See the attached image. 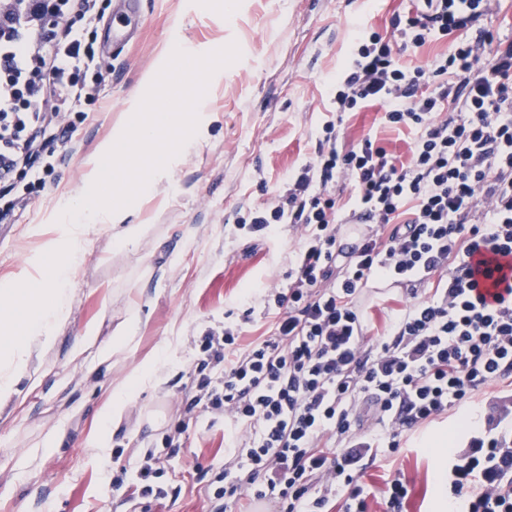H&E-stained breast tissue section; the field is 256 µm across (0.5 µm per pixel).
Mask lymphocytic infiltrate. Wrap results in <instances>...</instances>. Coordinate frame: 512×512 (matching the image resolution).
I'll return each mask as SVG.
<instances>
[{"label": "lymphocytic infiltrate", "mask_w": 512, "mask_h": 512, "mask_svg": "<svg viewBox=\"0 0 512 512\" xmlns=\"http://www.w3.org/2000/svg\"><path fill=\"white\" fill-rule=\"evenodd\" d=\"M495 0H424L394 16L391 37L359 28L337 72L336 119L283 194L238 222L270 234L300 230L288 285L264 288L275 314L267 335L239 347L234 323L198 340L194 406L224 418V466L206 490L209 512L242 501L275 512H406L401 474L381 488L361 477L396 453L404 433L512 378V42L486 21ZM78 15L46 44H20L29 13L0 12V186L25 210L52 165L41 138H71L60 120L83 113L88 78L102 64L88 38L97 0H48ZM449 40L426 64L404 52ZM377 105L382 125L412 131L400 162L375 135L339 142L338 116ZM28 181L16 186L17 170ZM351 186L347 202L338 183ZM362 230L345 244L343 225ZM348 250L347 266L336 254ZM399 279L410 300L371 334L361 296L373 280ZM468 447L448 457V512H512V406L472 425Z\"/></svg>", "instance_id": "f902f5d3"}]
</instances>
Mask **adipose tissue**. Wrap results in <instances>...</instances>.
<instances>
[{"instance_id":"adipose-tissue-1","label":"adipose tissue","mask_w":512,"mask_h":512,"mask_svg":"<svg viewBox=\"0 0 512 512\" xmlns=\"http://www.w3.org/2000/svg\"><path fill=\"white\" fill-rule=\"evenodd\" d=\"M192 118L188 109L173 107L165 99L138 103L126 128L98 151L100 162L117 174V181L104 193L92 189L61 199L54 238L29 258L27 268L6 281L0 297L33 307L34 313L0 320V408L16 396L19 380L30 374L34 361L52 349L56 331L68 317L71 277L83 259L89 235L111 227L113 241L121 248L137 246L149 236L150 225L126 224L122 218L132 199L153 189L167 174L184 148L182 133ZM139 328L140 316L135 312L106 341L101 340L97 324L86 325L75 349L79 355L90 348L96 351L86 375L97 376L114 353L130 345ZM165 381L158 358L151 357L113 384L98 409L100 429L89 437L88 447H108L111 431L121 422L135 391L146 384L158 388Z\"/></svg>"}]
</instances>
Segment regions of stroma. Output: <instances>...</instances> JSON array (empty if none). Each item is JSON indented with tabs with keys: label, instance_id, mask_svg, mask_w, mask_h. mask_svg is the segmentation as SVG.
Listing matches in <instances>:
<instances>
[{
	"label": "stroma",
	"instance_id": "obj_1",
	"mask_svg": "<svg viewBox=\"0 0 512 512\" xmlns=\"http://www.w3.org/2000/svg\"><path fill=\"white\" fill-rule=\"evenodd\" d=\"M137 0L144 22L115 45L98 28L96 46L108 71L91 89L85 115H72V137L46 136L54 169L46 189L14 213L0 232V282L53 238L62 198L90 188L98 149L126 123L137 100L170 92L160 56L173 38L209 52L208 88L198 109L200 137L175 162L157 192L133 201L138 223L151 225L137 248L117 249L111 231L85 246L70 287L69 314L33 379L0 410V512H207L205 488L224 462V419L199 413L165 463L163 499L124 501L112 472L160 448L186 404L203 332L230 320L241 343L265 333L259 284H288L289 256L299 245L291 225L256 240L237 223L250 209L282 193L289 174L315 154L323 122L331 117L334 87L357 24L389 35L390 19L413 0ZM407 303L403 289L372 288L365 317L383 328ZM140 330L127 352L114 355L108 375L87 378L73 350L84 325L99 322L109 338L130 313ZM170 374L162 388L142 387L110 446L86 442L109 381L124 378L148 355ZM67 379L57 389L58 379ZM55 428L66 439L54 454L33 460L30 475L16 463ZM425 429L404 435L395 456L377 462L365 481L382 483L398 471L410 482L409 512H440L438 472L445 453L422 445Z\"/></svg>",
	"mask_w": 512,
	"mask_h": 512
}]
</instances>
